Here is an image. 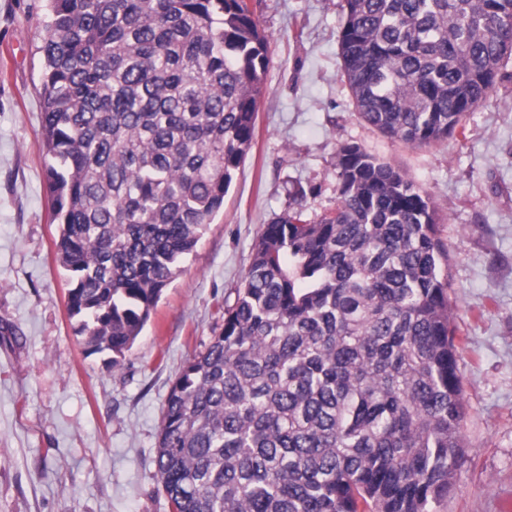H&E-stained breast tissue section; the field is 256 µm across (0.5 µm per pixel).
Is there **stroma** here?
<instances>
[{"label":"stroma","mask_w":512,"mask_h":512,"mask_svg":"<svg viewBox=\"0 0 512 512\" xmlns=\"http://www.w3.org/2000/svg\"><path fill=\"white\" fill-rule=\"evenodd\" d=\"M341 0H259L270 64L254 146L131 351L89 352L55 260L39 95L45 0H0V512H169L156 477L161 410L208 344L265 224L307 189L336 205V150L359 144L435 201L467 417L435 512L512 504V63L464 132L415 147L355 111L338 56Z\"/></svg>","instance_id":"obj_1"}]
</instances>
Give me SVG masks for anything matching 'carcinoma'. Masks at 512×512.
<instances>
[{
  "label": "carcinoma",
  "mask_w": 512,
  "mask_h": 512,
  "mask_svg": "<svg viewBox=\"0 0 512 512\" xmlns=\"http://www.w3.org/2000/svg\"><path fill=\"white\" fill-rule=\"evenodd\" d=\"M354 109L383 135L454 134L512 61V0H342ZM42 134L74 334L129 351L255 136L270 63L246 0H46ZM336 206L265 225L220 331L165 399L171 512H434L467 413L438 208L356 143Z\"/></svg>",
  "instance_id": "1"
}]
</instances>
